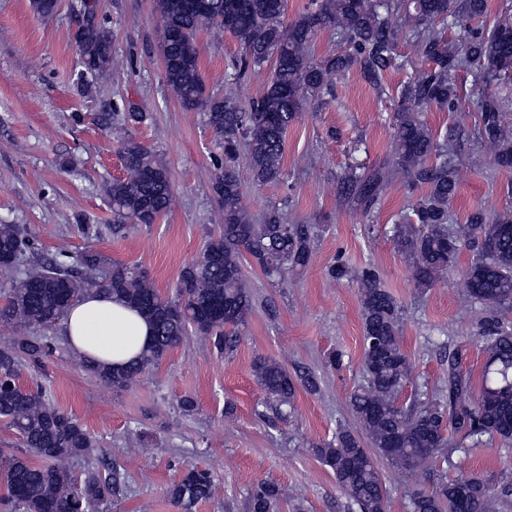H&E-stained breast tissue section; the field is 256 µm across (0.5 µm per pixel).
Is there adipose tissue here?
Instances as JSON below:
<instances>
[{"instance_id": "obj_1", "label": "adipose tissue", "mask_w": 512, "mask_h": 512, "mask_svg": "<svg viewBox=\"0 0 512 512\" xmlns=\"http://www.w3.org/2000/svg\"><path fill=\"white\" fill-rule=\"evenodd\" d=\"M62 330L79 357L105 367H121L136 360L152 336L149 321L106 294L77 302Z\"/></svg>"}]
</instances>
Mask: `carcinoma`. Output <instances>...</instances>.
Returning a JSON list of instances; mask_svg holds the SVG:
<instances>
[{
    "mask_svg": "<svg viewBox=\"0 0 512 512\" xmlns=\"http://www.w3.org/2000/svg\"><path fill=\"white\" fill-rule=\"evenodd\" d=\"M487 6L488 0H310L286 23L284 0H207L201 11L188 9L186 0H157L164 80L184 108L204 112L206 125L224 148V167L213 183L224 224L182 269L173 298L154 288L140 268L92 249L79 255L59 251L11 280L0 304V326L13 329L8 340L0 339V420L16 431L23 450L0 462L3 512L16 505L23 512H108L125 479L96 454L98 440L76 416L59 409L43 388L19 385L21 366H38L55 349L53 337L39 336L34 329L61 323L72 300L91 294L113 295L137 309L152 323L153 336L136 361L112 369L79 363L114 388L128 386L156 366L190 328L220 353L231 348L253 309L242 277L243 253L268 275L304 270L312 261L313 233L308 224L289 223L276 207L262 223H253L230 161L244 145L253 180L278 181L288 128L305 101L323 93L328 75L352 69L383 90L387 69L408 65L396 53L406 29L415 55L429 62V68L402 90L387 165L362 173L350 169L343 183L366 211L393 174L405 177L410 194L426 188L412 204V215L402 216L396 225V246L411 262L415 281L426 287L458 266L463 247L471 248L463 272L465 297L487 309L478 331L487 360L480 384L453 359L435 396L401 403L402 388L412 374L401 347V307L374 266L353 268L334 261L326 268L327 277L350 280L360 296L367 380L349 399L357 428L338 424L334 439L312 446V452L332 471L357 512H387V491L364 442L392 467L411 473L433 465L445 449L452 466L454 454L465 455L486 441L512 445V323L501 318L502 311L512 308V212L488 215L477 209L464 224L450 212L458 190L461 140L473 139L490 150L497 167L512 169V125L503 122V114L512 110V94L486 93L492 83L512 86V21L499 19L486 33L470 29L461 40L448 38L461 18L478 21ZM71 9L82 16L76 43L84 69L108 74L111 31L96 21L87 0H75ZM204 27L228 30L241 45L234 78L271 67L264 91L249 106L206 93L196 42ZM331 27L346 47L317 60L311 49L314 37ZM470 67L476 68L470 91L479 99L478 123L471 129L459 125L440 140L420 113L432 106L458 111L457 76ZM121 153L126 176L102 187L112 203L114 234L129 223H155L172 199L168 170L150 151L128 136L121 141ZM37 251L34 237L15 224H0V262H26ZM253 374L277 406L293 405L295 383L280 363L258 358ZM77 459L83 462L80 475L72 471ZM214 486L210 470L191 467L167 493L181 512H194L212 497ZM279 496L276 485L257 484L250 512H273ZM408 498L410 512L499 508L495 489L462 471L430 488L420 485Z\"/></svg>",
    "mask_w": 512,
    "mask_h": 512,
    "instance_id": "cac0c4a2",
    "label": "carcinoma"
}]
</instances>
